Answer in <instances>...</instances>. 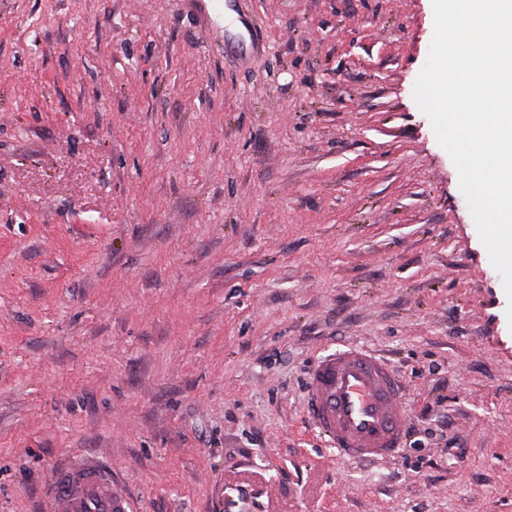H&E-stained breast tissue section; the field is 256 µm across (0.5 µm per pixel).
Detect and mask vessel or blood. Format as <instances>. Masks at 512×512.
Here are the masks:
<instances>
[{
    "label": "vessel or blood",
    "instance_id": "1",
    "mask_svg": "<svg viewBox=\"0 0 512 512\" xmlns=\"http://www.w3.org/2000/svg\"><path fill=\"white\" fill-rule=\"evenodd\" d=\"M304 400L306 418L342 460L379 463L406 448L404 387L378 353L355 344L325 348L308 370ZM46 499L48 512H131L111 466L92 453L62 459Z\"/></svg>",
    "mask_w": 512,
    "mask_h": 512
}]
</instances>
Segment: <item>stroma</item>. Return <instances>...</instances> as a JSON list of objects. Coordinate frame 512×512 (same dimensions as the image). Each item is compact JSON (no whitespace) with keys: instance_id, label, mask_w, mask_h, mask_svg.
<instances>
[{"instance_id":"1","label":"stroma","mask_w":512,"mask_h":512,"mask_svg":"<svg viewBox=\"0 0 512 512\" xmlns=\"http://www.w3.org/2000/svg\"><path fill=\"white\" fill-rule=\"evenodd\" d=\"M0 0V512L93 452L133 512H512V322L413 98L432 0ZM386 355L404 454L303 414ZM305 416L342 460L379 463L406 448L402 381L384 356L355 344L327 347L313 360Z\"/></svg>"}]
</instances>
